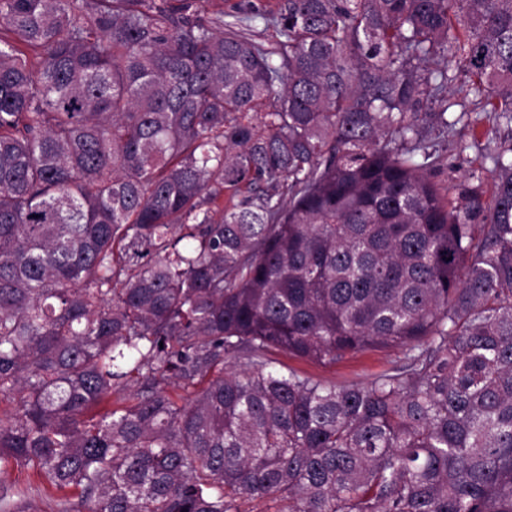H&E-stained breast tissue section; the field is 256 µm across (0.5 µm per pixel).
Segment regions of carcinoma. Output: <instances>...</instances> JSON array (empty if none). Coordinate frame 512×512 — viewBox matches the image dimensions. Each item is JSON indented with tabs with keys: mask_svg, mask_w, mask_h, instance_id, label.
<instances>
[{
	"mask_svg": "<svg viewBox=\"0 0 512 512\" xmlns=\"http://www.w3.org/2000/svg\"><path fill=\"white\" fill-rule=\"evenodd\" d=\"M259 18L276 46L192 0H0V473L59 512H512V144L473 142L488 199L431 145L512 125V0ZM368 350L402 358L278 359ZM400 357L401 355L396 352L367 351L346 355L335 364L320 366L284 355L279 356L280 360L290 367L336 384L361 380L368 375L389 369L399 362Z\"/></svg>",
	"mask_w": 512,
	"mask_h": 512,
	"instance_id": "1",
	"label": "carcinoma"
}]
</instances>
